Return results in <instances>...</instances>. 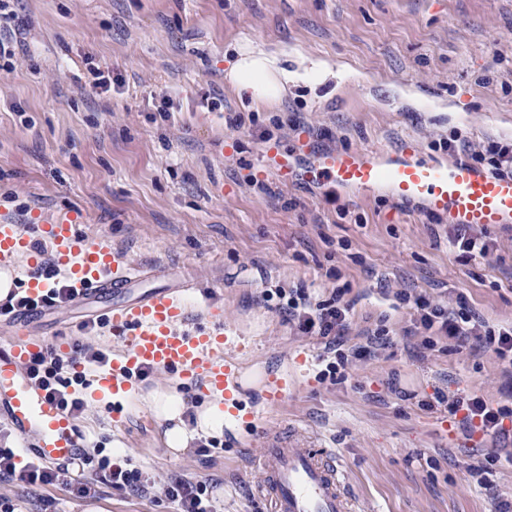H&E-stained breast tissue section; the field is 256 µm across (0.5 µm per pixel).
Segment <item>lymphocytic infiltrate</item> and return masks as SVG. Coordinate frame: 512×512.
I'll use <instances>...</instances> for the list:
<instances>
[{
    "instance_id": "lymphocytic-infiltrate-1",
    "label": "lymphocytic infiltrate",
    "mask_w": 512,
    "mask_h": 512,
    "mask_svg": "<svg viewBox=\"0 0 512 512\" xmlns=\"http://www.w3.org/2000/svg\"><path fill=\"white\" fill-rule=\"evenodd\" d=\"M276 293L286 300L281 311L289 324L303 335L324 339V352L319 357L322 365L319 379L333 382L341 380L350 359L347 352L337 348L336 339L344 335L348 327L350 303L344 302L338 295L329 300H316L302 288L287 290L280 287ZM396 298L403 304H415L418 321L429 332L423 340L426 348H434L441 340L454 342L460 347L489 348L499 361L512 366V324L493 327L468 307L451 308L420 297L412 300L404 292L397 293ZM108 361L106 351L76 343L70 353L65 355L57 354L50 348L42 350L27 365L26 372L41 388L56 397L63 408L78 416L86 409L85 400L76 392L77 387L86 382L85 374L78 371L79 365L103 366ZM435 400L437 404L447 405L450 415L460 416L466 429H478L486 437L494 438L504 434L503 422L512 418L511 405L494 404L479 396L450 402L440 393ZM14 457L13 449L0 448L1 480L21 482L34 492L48 486L65 484L71 485L73 492L81 497L95 492L93 482L70 483L68 469L37 464L20 470L16 467ZM165 495L178 502L180 512H213L206 481L171 478Z\"/></svg>"
}]
</instances>
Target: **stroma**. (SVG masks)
<instances>
[{
    "label": "stroma",
    "instance_id": "35a3bbf8",
    "mask_svg": "<svg viewBox=\"0 0 512 512\" xmlns=\"http://www.w3.org/2000/svg\"><path fill=\"white\" fill-rule=\"evenodd\" d=\"M8 2L0 213L36 242L33 210L76 212L82 235L149 268L141 289L190 277L189 321L201 319L203 303H223L244 370L287 375L290 391L278 405L263 384L249 387L242 401L254 423L225 430L205 455L169 451L147 405L88 402L77 419L82 445L141 470L149 494L101 482L91 498L64 486L35 497L0 480V496L20 512H177L164 486L182 476L212 483L216 512H267L258 425L333 449L355 512H494L468 467L483 449L512 448V422L506 436L486 438L422 403L439 391L501 402L512 398V373L489 351L423 348L412 301L395 295L462 302L490 324H512V230H484L488 255L467 262L453 227L418 209L248 174L269 141L389 150L410 139L433 159L451 158L443 144L458 137L476 150L512 143V0ZM244 42L326 61L337 77L254 106L224 80ZM98 70L120 85L101 90ZM166 96L176 105L167 118L158 110ZM278 285L325 299L344 288L353 315L342 343L362 346L364 332L383 329L376 356L354 358L342 381L320 380L321 339L299 335L279 297L263 296ZM81 319L62 304L37 326L49 340L121 352L107 323Z\"/></svg>",
    "mask_w": 512,
    "mask_h": 512
}]
</instances>
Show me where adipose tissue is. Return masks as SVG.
Returning <instances> with one entry per match:
<instances>
[{"mask_svg":"<svg viewBox=\"0 0 512 512\" xmlns=\"http://www.w3.org/2000/svg\"><path fill=\"white\" fill-rule=\"evenodd\" d=\"M279 54L249 43L239 46L234 59L229 61L224 71L225 82L238 96L250 97L256 102L280 100L289 83L306 81L323 82L330 74L324 63L314 62L296 71L288 70L280 64ZM146 401L155 413L169 422L166 430V444L175 452H186L197 438L217 435L223 432L227 421L221 407V395L203 403L196 410V425L187 428L182 413L185 403L181 394L173 387H157L149 392Z\"/></svg>","mask_w":512,"mask_h":512,"instance_id":"obj_1","label":"adipose tissue"}]
</instances>
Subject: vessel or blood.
<instances>
[{
	"label": "vessel or blood",
	"instance_id": "1",
	"mask_svg": "<svg viewBox=\"0 0 512 512\" xmlns=\"http://www.w3.org/2000/svg\"><path fill=\"white\" fill-rule=\"evenodd\" d=\"M273 175L284 182L327 186L345 193L386 194L405 206H418L449 225L472 229L512 227V177L490 174L459 157L439 161L425 157L414 142L394 151L308 148L302 155L265 144L253 178ZM51 254L34 249L12 217L0 216V314L6 302L26 296L46 306L55 288L68 289L78 304L100 293H118L141 281V268L124 264L118 253L81 235L73 213L33 214ZM52 262L55 277L42 275ZM184 287L155 288L137 298L100 311L124 346L110 368L92 370L93 397L125 394L137 375L158 368L192 384L204 380L224 397L228 420L242 417V365L219 302L205 307V322L186 325ZM6 313V312H5ZM9 315V314H8ZM11 342L0 348V420L18 435L21 456L47 465L72 462L80 431L74 416L35 384L25 366L43 347L24 317L10 314ZM259 459L261 483L270 512H353L332 450L310 445L305 436L264 432Z\"/></svg>",
	"mask_w": 512,
	"mask_h": 512
}]
</instances>
